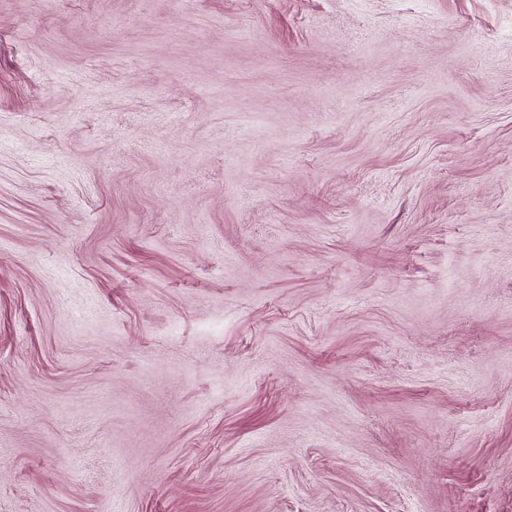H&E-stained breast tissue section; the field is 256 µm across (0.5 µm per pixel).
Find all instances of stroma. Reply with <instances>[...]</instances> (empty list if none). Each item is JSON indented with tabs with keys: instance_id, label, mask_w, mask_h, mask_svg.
<instances>
[{
	"instance_id": "35a3bbf8",
	"label": "stroma",
	"mask_w": 512,
	"mask_h": 512,
	"mask_svg": "<svg viewBox=\"0 0 512 512\" xmlns=\"http://www.w3.org/2000/svg\"><path fill=\"white\" fill-rule=\"evenodd\" d=\"M0 512H512V0H0Z\"/></svg>"
}]
</instances>
